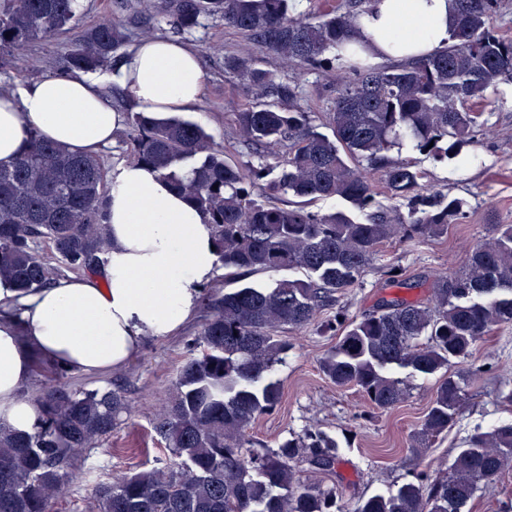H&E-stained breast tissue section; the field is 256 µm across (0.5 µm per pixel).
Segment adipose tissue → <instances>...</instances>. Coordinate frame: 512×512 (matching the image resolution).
<instances>
[{
	"label": "adipose tissue",
	"instance_id": "adipose-tissue-1",
	"mask_svg": "<svg viewBox=\"0 0 512 512\" xmlns=\"http://www.w3.org/2000/svg\"><path fill=\"white\" fill-rule=\"evenodd\" d=\"M455 8L454 0H374L358 22L361 53L375 61L432 53L446 45ZM112 82L135 111L155 117L194 111L204 89L196 50L142 39L114 72L73 71L0 92V161H13L33 130L72 151L97 153L125 125L103 96ZM103 222L111 246L99 272L28 294L0 279L1 425L32 431L37 405L22 391L37 364L83 374L122 367L146 338L180 331L215 276L211 225L152 166L115 169Z\"/></svg>",
	"mask_w": 512,
	"mask_h": 512
}]
</instances>
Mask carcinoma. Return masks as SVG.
<instances>
[{
	"instance_id": "obj_1",
	"label": "carcinoma",
	"mask_w": 512,
	"mask_h": 512,
	"mask_svg": "<svg viewBox=\"0 0 512 512\" xmlns=\"http://www.w3.org/2000/svg\"><path fill=\"white\" fill-rule=\"evenodd\" d=\"M78 0H0V68L35 41L70 35L62 59L67 71L108 65L128 39L119 21L74 30ZM298 0H168L173 29L192 31L203 15L252 40L259 52L309 70L357 59L362 35L357 18L372 0H344L317 17ZM448 43L404 63L369 67L336 85L324 113L332 135L319 133L300 104L303 92L261 66L254 55L224 58V73L246 82L254 102L239 110L235 127L256 144L286 151L272 164L239 165L200 125L171 116L131 113L126 138L134 159L153 166L213 225L219 267L242 279L282 270L301 278L248 282L208 298V314L180 366L171 397L154 422L171 457L154 467L96 486L98 512H343V486L303 479L335 473L336 439L307 429L259 453L250 429L282 399L268 376L282 361L285 330L317 325L336 337L319 362L338 389L354 388L374 410L402 403L398 368L441 373L420 428L411 436L420 455L455 425L462 382L483 368L470 363L476 344L495 326L512 325V224L476 243L462 269L433 284V304L382 298L360 319L343 310L318 321L324 307L355 287L379 248L398 233L417 241L435 238L465 215L460 199L432 201L416 193L411 149L453 160L474 141L484 101L502 81H512V40L492 26L499 0H455ZM380 170L387 189L412 202L408 221L375 211L365 221L346 213L313 212L301 200L337 198L365 211L375 206L367 170ZM218 188H213V185ZM107 193L95 155H82L32 131L20 155L0 163V276L23 293L51 284L54 268L38 250L48 244L68 269L94 272L109 242L102 224ZM33 430L0 426V512H50L63 495L75 458L112 434L128 411L116 390L49 388L38 400ZM512 469V420L478 426L465 438L448 474L421 471L388 494L358 498L353 512H465L480 489Z\"/></svg>"
}]
</instances>
